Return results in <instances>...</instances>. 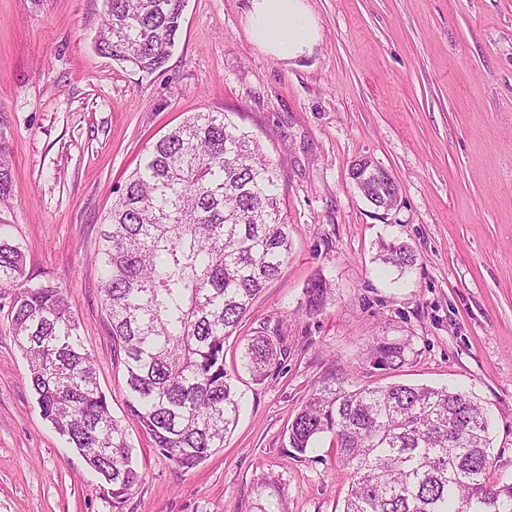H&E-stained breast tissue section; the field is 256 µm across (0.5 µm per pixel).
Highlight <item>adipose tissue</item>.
Listing matches in <instances>:
<instances>
[{"mask_svg":"<svg viewBox=\"0 0 512 512\" xmlns=\"http://www.w3.org/2000/svg\"><path fill=\"white\" fill-rule=\"evenodd\" d=\"M252 40L267 54L290 61L309 53L318 39L306 0H249Z\"/></svg>","mask_w":512,"mask_h":512,"instance_id":"ef3b65f1","label":"adipose tissue"}]
</instances>
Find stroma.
Wrapping results in <instances>:
<instances>
[{"mask_svg": "<svg viewBox=\"0 0 512 512\" xmlns=\"http://www.w3.org/2000/svg\"><path fill=\"white\" fill-rule=\"evenodd\" d=\"M311 52L267 55L248 0H187L164 66L95 47L104 0H0V132L12 195L0 224L26 285L61 288L144 475L116 498L39 412L0 290V512H341L350 478L333 435L305 455L288 428L325 383L462 389L490 413L492 480L512 482V0H306ZM195 112H221L281 168L293 245L224 344L242 411L223 448L185 470L127 414L94 254L145 149ZM368 157L400 185L390 211L350 178ZM416 263L383 271L379 242ZM332 294L302 311L315 276ZM286 351L254 382L249 336ZM400 348L379 362L380 349Z\"/></svg>", "mask_w": 512, "mask_h": 512, "instance_id": "1", "label": "stroma"}]
</instances>
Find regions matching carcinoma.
Masks as SVG:
<instances>
[{"instance_id":"carcinoma-1","label":"carcinoma","mask_w":512,"mask_h":512,"mask_svg":"<svg viewBox=\"0 0 512 512\" xmlns=\"http://www.w3.org/2000/svg\"><path fill=\"white\" fill-rule=\"evenodd\" d=\"M186 0H106L97 50L151 74L169 56ZM0 136V200L11 177ZM280 168L222 112H197L151 145L118 189L95 262L113 346L124 354L128 414L163 455L192 469L224 441L240 412L224 343L291 250ZM379 258L414 265L405 244ZM24 255L0 236V288H16L12 330L38 409L119 498L142 480L112 416L62 290L24 287ZM330 284L305 288L320 311ZM282 349L266 330L242 364L261 382ZM336 438L351 484L342 512H512V482L490 481L487 408L446 387L325 385L300 409L288 443L298 454Z\"/></svg>"}]
</instances>
